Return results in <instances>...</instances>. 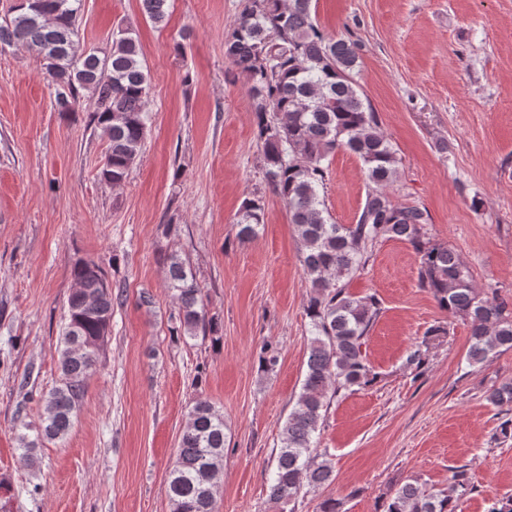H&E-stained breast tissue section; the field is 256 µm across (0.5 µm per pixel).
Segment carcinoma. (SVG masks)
Segmentation results:
<instances>
[{
    "mask_svg": "<svg viewBox=\"0 0 512 512\" xmlns=\"http://www.w3.org/2000/svg\"><path fill=\"white\" fill-rule=\"evenodd\" d=\"M168 2L142 0V5L153 22L161 23ZM312 4L313 0H245L224 39L225 57L250 84L264 175L288 209L310 281L305 377L271 463L268 493L275 504L290 501L305 486L334 480L331 462L315 452L314 439L328 407V393L360 389L376 380L363 346L380 314V303L374 295L347 292L343 280L364 268L379 240L408 242L420 258V286L448 315L469 323L468 366L482 368L512 350V301L480 291L460 256L426 237L430 216L425 208L398 205L388 196L398 158L352 78L358 43L325 34ZM81 8L82 0H21L11 8L13 17L0 24V47L22 43L36 53L54 86L57 112L75 111L80 93L92 92L97 107L91 121L107 142L101 174L120 185L143 147L150 84L140 44L127 30L112 36V51L103 56L94 50L79 51ZM342 149L360 160L373 184L354 224L335 223L320 194L330 157ZM264 223V204L248 199L237 214V235L253 239ZM161 261L177 304L170 334L218 342L220 327L208 313L189 262L175 252ZM71 275L77 288L68 296L66 323L56 347L60 379L41 395L43 413L34 438L20 436L19 462L24 466L33 464L34 451L43 442L68 434L86 380L104 352L113 309L124 300L123 291L112 289L92 260L76 262ZM445 335L440 326L429 329L408 355L407 365L420 368L434 342ZM278 363V348L264 342L258 368L269 374ZM485 398L511 415L500 425V435L512 437V381L491 385ZM225 429L224 413L196 394L169 474L172 512H214ZM468 491L467 472L459 469L444 490L416 481L401 485L382 512H458V502Z\"/></svg>",
    "mask_w": 512,
    "mask_h": 512,
    "instance_id": "1",
    "label": "carcinoma"
}]
</instances>
